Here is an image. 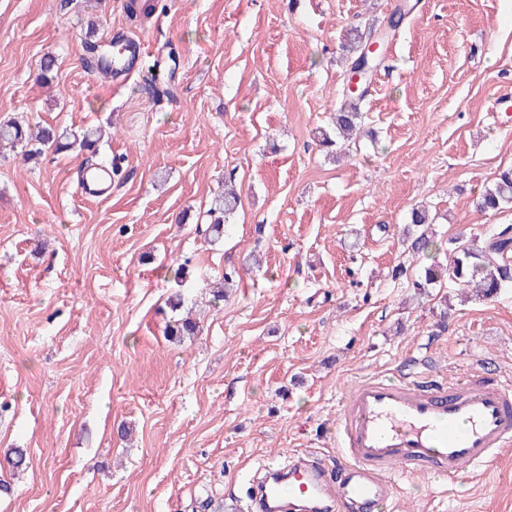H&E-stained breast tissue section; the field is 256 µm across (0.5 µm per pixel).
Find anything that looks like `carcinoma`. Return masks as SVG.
Masks as SVG:
<instances>
[{
    "instance_id": "obj_1",
    "label": "carcinoma",
    "mask_w": 512,
    "mask_h": 512,
    "mask_svg": "<svg viewBox=\"0 0 512 512\" xmlns=\"http://www.w3.org/2000/svg\"><path fill=\"white\" fill-rule=\"evenodd\" d=\"M127 16L132 19L147 18L150 16L153 5L150 0H127L125 4ZM365 45L358 38L350 39V51L352 57L349 60V68L368 67L374 71L377 61L367 60ZM84 69L93 75L103 71L109 74H119L112 64V53H99L90 48L81 58ZM155 67L147 70L144 78L145 90L154 99L173 97L171 88L158 87V74L154 73ZM363 115L358 97L346 96L343 103L336 109L332 117V123L336 134L346 140H352L360 135ZM26 143L31 149L25 151V160H33L46 151L58 153L71 149L81 151L91 149L97 142V132L90 129L84 131L59 130L51 125L40 126L34 131H25L15 123L0 125V143L15 146ZM240 204V195L236 189L224 186V194L218 199V208L212 211L213 221L197 225L198 233L219 238L223 232L224 219L233 214ZM477 207L489 214H496L505 208H512V169L503 171L497 181L486 188L477 199ZM406 233L411 239V249L414 253L427 254L433 246V232L430 231L428 216L425 211L415 209L411 213V223L407 226ZM455 281L461 288V297L468 300L472 297L488 299L508 283H512V230L504 228L489 237L485 243H473L459 245L449 250L448 266L431 264L424 268L420 279L414 282L415 293L425 294L426 288L439 281L443 275ZM200 326L197 322L186 317L173 321L166 328V336L180 338L183 336H195L199 333Z\"/></svg>"
}]
</instances>
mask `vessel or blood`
Returning <instances> with one entry per match:
<instances>
[{"instance_id": "1", "label": "vessel or blood", "mask_w": 512, "mask_h": 512, "mask_svg": "<svg viewBox=\"0 0 512 512\" xmlns=\"http://www.w3.org/2000/svg\"><path fill=\"white\" fill-rule=\"evenodd\" d=\"M112 174L84 173L82 195L108 197ZM335 458L292 457L268 470L249 512H376L396 479L417 468L448 480L488 473L512 447V379L472 374L450 382L422 371L369 376L343 397Z\"/></svg>"}]
</instances>
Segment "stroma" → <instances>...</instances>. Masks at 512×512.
I'll return each mask as SVG.
<instances>
[{"mask_svg": "<svg viewBox=\"0 0 512 512\" xmlns=\"http://www.w3.org/2000/svg\"><path fill=\"white\" fill-rule=\"evenodd\" d=\"M400 0H0V123L102 127L119 170L82 198L90 152L34 161L0 148V512H243L262 465L334 457L340 395L423 363L452 380L512 377V287L461 301L423 266L457 237L512 227L475 197L512 166V0H409L384 46L360 138L320 147L347 78L350 29L383 27ZM96 40H136L125 74L81 64ZM57 67L37 82L42 57ZM174 96L152 100L148 65ZM241 203L204 239L224 183ZM435 218L431 257L407 249L413 207ZM234 286L214 300L224 273ZM182 291L202 330L176 342ZM391 512H512V447L491 479L400 478Z\"/></svg>", "mask_w": 512, "mask_h": 512, "instance_id": "35a3bbf8", "label": "stroma"}]
</instances>
